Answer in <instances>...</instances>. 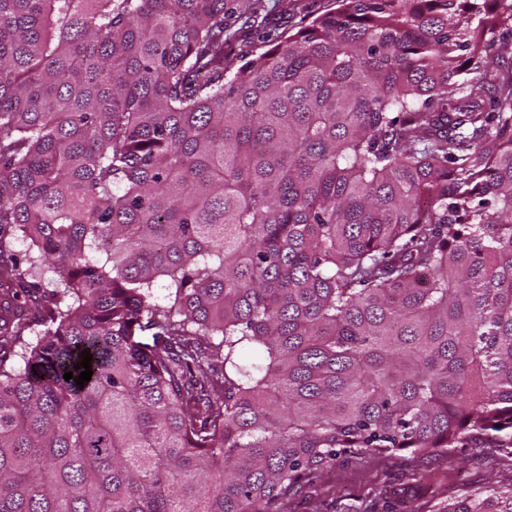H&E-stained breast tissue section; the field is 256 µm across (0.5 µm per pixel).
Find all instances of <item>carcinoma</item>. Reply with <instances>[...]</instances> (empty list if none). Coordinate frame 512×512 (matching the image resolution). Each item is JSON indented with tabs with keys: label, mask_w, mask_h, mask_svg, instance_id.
Here are the masks:
<instances>
[{
	"label": "carcinoma",
	"mask_w": 512,
	"mask_h": 512,
	"mask_svg": "<svg viewBox=\"0 0 512 512\" xmlns=\"http://www.w3.org/2000/svg\"><path fill=\"white\" fill-rule=\"evenodd\" d=\"M340 2L0 0V512L512 447V0ZM339 4L337 0H300L294 11H289L288 16H281L280 2L277 0H262L265 12H268L271 18L275 19L274 22L281 25L279 31L288 29L290 33H294L301 26L309 24L317 15L338 8ZM265 49L256 38H251L248 33H240L236 41L225 49V53L228 54L227 62L230 65V71H235L248 59Z\"/></svg>",
	"instance_id": "cac0c4a2"
}]
</instances>
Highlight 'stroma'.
I'll return each instance as SVG.
<instances>
[{
	"instance_id": "35a3bbf8",
	"label": "stroma",
	"mask_w": 512,
	"mask_h": 512,
	"mask_svg": "<svg viewBox=\"0 0 512 512\" xmlns=\"http://www.w3.org/2000/svg\"><path fill=\"white\" fill-rule=\"evenodd\" d=\"M262 4L291 32L338 6L337 0H299L284 17L278 0ZM492 485H512V450L486 440L434 453L341 457L291 491L284 512H441L448 500Z\"/></svg>"
}]
</instances>
